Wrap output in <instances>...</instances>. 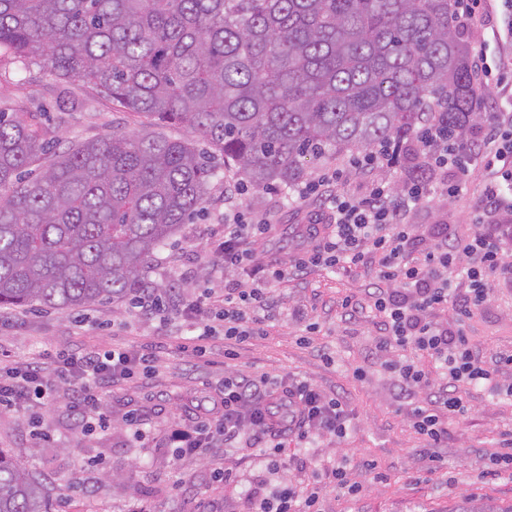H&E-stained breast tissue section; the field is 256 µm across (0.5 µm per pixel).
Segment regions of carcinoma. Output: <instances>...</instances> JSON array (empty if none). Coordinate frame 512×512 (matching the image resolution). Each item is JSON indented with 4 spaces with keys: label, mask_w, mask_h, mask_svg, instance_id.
I'll return each instance as SVG.
<instances>
[{
    "label": "carcinoma",
    "mask_w": 512,
    "mask_h": 512,
    "mask_svg": "<svg viewBox=\"0 0 512 512\" xmlns=\"http://www.w3.org/2000/svg\"><path fill=\"white\" fill-rule=\"evenodd\" d=\"M456 3L0 0V58L148 120L51 155L41 123L0 109V309L162 290L151 261L205 202L218 154L262 189L296 186L308 158L380 148L427 179L411 148L424 129L465 143L482 120ZM162 124L209 151L150 130ZM52 509L0 448V512Z\"/></svg>",
    "instance_id": "1"
}]
</instances>
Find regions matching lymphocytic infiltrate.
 I'll return each mask as SVG.
<instances>
[{
  "mask_svg": "<svg viewBox=\"0 0 512 512\" xmlns=\"http://www.w3.org/2000/svg\"><path fill=\"white\" fill-rule=\"evenodd\" d=\"M479 96L507 85L512 69L505 61L494 60L489 47L474 57ZM486 132L479 144L462 146L442 140L436 130L424 137L430 175L454 167L468 170L481 163L488 177L479 194L475 221L479 230L465 240L416 247L407 214L425 197L424 184L408 181L401 190L387 182L371 183L366 195L354 197L339 192L348 171L324 173L317 182L299 188V196L321 192L330 221L326 227H310L311 246L289 262L258 259L251 249L268 233L269 219L245 220L238 201L242 188L230 184L224 193V235L216 245L225 270L245 273L246 285L224 284V306L215 317L202 318L200 332L191 343L197 354H206L205 342L216 328H223L225 340L242 344L265 336V325L275 313L269 286L288 276L314 268L343 269L363 262L367 255L378 259L379 278L394 283L393 291L377 289L373 306L378 317L379 337L374 353L386 357L391 345L427 353L441 364L448 381L432 398L415 405L410 422L429 447L448 443V422L463 413V400L456 391L458 381L474 386H500L494 368L475 355L462 332L443 328L432 315L452 309L457 322L479 313L490 292V278L502 274L512 278V265L505 263L500 240H512V225H498L489 234L481 225L500 207L502 186L512 183V111L487 113ZM459 274L464 293L451 285V274ZM156 356L147 350L115 347L108 350H65L53 358L17 361L0 353V408L21 405L42 409L57 392L55 373L68 375L71 409L81 427L104 423L102 392L137 376H150ZM350 411L343 397L323 395L310 382L293 385L272 384L265 377L231 372L225 374L219 400L207 417L192 427L172 435L179 454H202L215 442L242 440L258 449L264 459L277 457L283 440L297 437L312 443L324 437L345 439ZM240 512H319L317 500L295 495L287 484L270 490L250 491Z\"/></svg>",
  "mask_w": 512,
  "mask_h": 512,
  "instance_id": "f902f5d3",
  "label": "lymphocytic infiltrate"
}]
</instances>
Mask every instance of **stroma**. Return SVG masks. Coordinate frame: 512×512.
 <instances>
[{"label":"stroma","mask_w":512,"mask_h":512,"mask_svg":"<svg viewBox=\"0 0 512 512\" xmlns=\"http://www.w3.org/2000/svg\"><path fill=\"white\" fill-rule=\"evenodd\" d=\"M27 105L41 113L57 150L115 129L132 131L142 116L126 111L83 89H64L39 70L18 71L0 61V106ZM215 175L201 211L161 249L149 278L167 288L164 317L136 315L132 302L93 304L71 312L53 309L0 311V350L21 360L38 358L67 347L109 349L155 348L158 367L153 378L106 390L104 410L110 425L78 428L67 394H58L42 413L52 445L38 447L30 434L29 415L0 410V448L48 485L59 501V512H130L133 500L116 484L101 478V468L129 476L151 512H236L245 494L270 486L276 476L304 494L318 497L321 512H456L461 502L505 512L512 507V480L484 476L483 471L501 443L512 437V397L482 388H467V412L448 424L447 447L431 450L412 429L407 414L427 397L397 396V376L373 352L377 334L371 293L378 279L373 264L336 272L316 269L274 284L272 293L281 314L264 338L236 347L224 355V334L215 332L206 357L186 349L196 330L181 312L184 300H215L224 291V274L213 243L224 231V185L238 180L223 157L213 160ZM484 171L470 166L468 174L451 169L428 183L426 198L407 217L416 239L431 242L435 225L448 227L449 238L472 234L476 226L477 189ZM466 181L467 190L448 195L449 184ZM246 218H268L270 231L258 252L265 259L288 260L308 247L305 226L323 214L319 195L302 199L280 189L244 186L241 198ZM356 299L360 310L347 316L345 297ZM300 308L306 321L288 317ZM463 333L481 353L487 366L499 351L512 349V283L499 280L484 310L467 321ZM263 374L271 380L307 379L323 393L346 399L352 429L344 440L324 442L303 451L289 443L272 473L267 461L252 448H221L208 456H180L169 448L170 423H193L211 408L225 372ZM137 417L141 436L126 423ZM438 455L440 464L430 462ZM376 462L386 478L371 481L365 462ZM232 470L231 483L216 481L215 468ZM343 469L361 491L351 497L327 483L320 470Z\"/></svg>","instance_id":"obj_1"}]
</instances>
